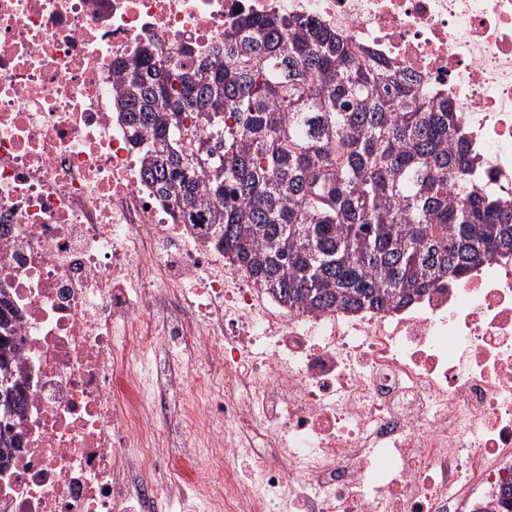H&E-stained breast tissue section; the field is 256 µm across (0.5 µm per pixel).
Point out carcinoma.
<instances>
[{
  "label": "carcinoma",
  "mask_w": 512,
  "mask_h": 512,
  "mask_svg": "<svg viewBox=\"0 0 512 512\" xmlns=\"http://www.w3.org/2000/svg\"><path fill=\"white\" fill-rule=\"evenodd\" d=\"M116 96L175 222L290 311L405 307L512 254V200L478 186L463 114L306 18H245L191 65L149 43ZM8 307L0 394L20 408ZM18 436L4 422L0 463ZM487 510L512 512L511 482Z\"/></svg>",
  "instance_id": "cac0c4a2"
}]
</instances>
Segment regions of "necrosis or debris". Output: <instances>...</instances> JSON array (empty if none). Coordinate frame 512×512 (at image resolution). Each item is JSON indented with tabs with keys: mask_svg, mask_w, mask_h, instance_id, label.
<instances>
[{
	"mask_svg": "<svg viewBox=\"0 0 512 512\" xmlns=\"http://www.w3.org/2000/svg\"><path fill=\"white\" fill-rule=\"evenodd\" d=\"M273 12L447 97L512 198V0H0V297L26 387L0 512H151L159 471L180 512H476L512 477V256L399 311L303 315L145 184L117 64ZM159 336L210 382L181 408L222 425L205 451L155 438L168 410L129 355ZM256 432L245 483L224 462Z\"/></svg>",
	"mask_w": 512,
	"mask_h": 512,
	"instance_id": "obj_1",
	"label": "necrosis or debris"
}]
</instances>
